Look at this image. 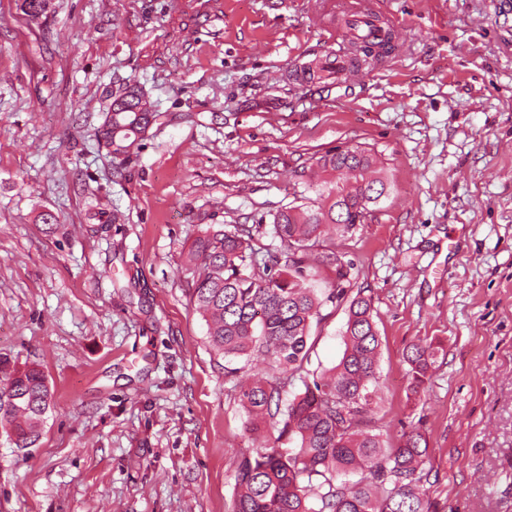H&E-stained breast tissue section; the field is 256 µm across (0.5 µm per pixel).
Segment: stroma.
<instances>
[{
	"instance_id": "stroma-1",
	"label": "stroma",
	"mask_w": 512,
	"mask_h": 512,
	"mask_svg": "<svg viewBox=\"0 0 512 512\" xmlns=\"http://www.w3.org/2000/svg\"><path fill=\"white\" fill-rule=\"evenodd\" d=\"M326 3L0 0V363L52 392L36 446L0 428V512H229L255 443L188 249L270 226L356 146L389 193L322 248L373 300L376 426L426 438L432 512H512V0H379L394 50L306 81L350 49ZM132 84L155 119L113 155L100 103ZM324 311L313 371L344 349V310ZM425 340L442 351L414 394L404 350ZM321 70L323 77L336 74L337 78L349 79L355 72L351 58L344 54H328L322 61Z\"/></svg>"
}]
</instances>
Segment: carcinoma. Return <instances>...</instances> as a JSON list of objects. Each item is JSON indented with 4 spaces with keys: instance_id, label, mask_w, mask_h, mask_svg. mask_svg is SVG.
<instances>
[{
    "instance_id": "obj_1",
    "label": "carcinoma",
    "mask_w": 512,
    "mask_h": 512,
    "mask_svg": "<svg viewBox=\"0 0 512 512\" xmlns=\"http://www.w3.org/2000/svg\"><path fill=\"white\" fill-rule=\"evenodd\" d=\"M110 99L101 133L111 152L124 154L153 115L138 90ZM316 165L323 174L316 198L273 215L270 233L290 249L288 263L258 262L256 243L265 234L259 225L202 230L190 248L192 302L207 322L212 350L230 362L260 356L270 368L239 395L246 430L262 438V446L236 463L231 512H431L423 488L426 439L405 433L402 443L387 446L371 429L381 347L372 298L360 290L348 295L351 265L341 256L315 253L327 225L347 233L364 223L385 183L376 157L359 147L328 152ZM331 261L335 280L321 299L306 282ZM328 302L347 314L345 348L332 368L311 373L305 368L310 330L325 319L321 308ZM438 351L435 341L406 348L412 392L425 384ZM297 380L304 390L283 400ZM3 391L11 406L0 413V427L20 447L34 446L51 400L44 373L36 366L17 371ZM285 441L297 445L285 448Z\"/></svg>"
}]
</instances>
